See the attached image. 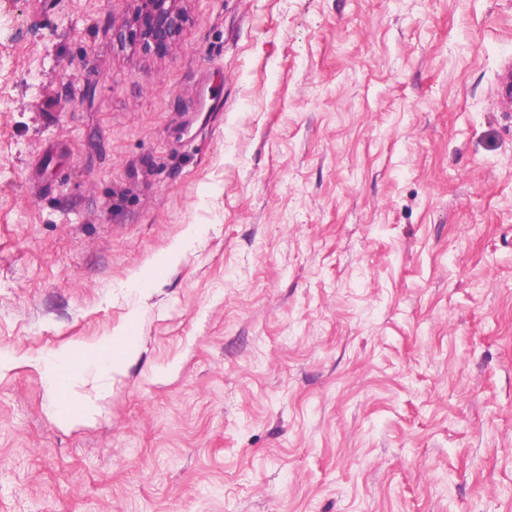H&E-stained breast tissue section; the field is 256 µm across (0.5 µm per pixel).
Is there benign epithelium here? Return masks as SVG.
I'll list each match as a JSON object with an SVG mask.
<instances>
[{"label": "benign epithelium", "mask_w": 512, "mask_h": 512, "mask_svg": "<svg viewBox=\"0 0 512 512\" xmlns=\"http://www.w3.org/2000/svg\"><path fill=\"white\" fill-rule=\"evenodd\" d=\"M135 24L131 36L148 51L171 48L180 35L184 17L177 7L179 0H137Z\"/></svg>", "instance_id": "7a95c632"}]
</instances>
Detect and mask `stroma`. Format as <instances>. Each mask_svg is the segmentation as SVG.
<instances>
[{
	"mask_svg": "<svg viewBox=\"0 0 512 512\" xmlns=\"http://www.w3.org/2000/svg\"><path fill=\"white\" fill-rule=\"evenodd\" d=\"M178 6L0 0V512H512V0ZM138 10L131 36L148 51H165L176 43L184 17L179 0H136ZM131 335L129 331H126L124 336H119L123 340V345L126 347L123 351L115 350V346L112 347L111 340L105 342L98 349L88 353L81 362H73L70 369L47 372L44 378L46 388L56 395L66 392L80 368L93 367L101 371L118 370L127 356L128 346L135 337Z\"/></svg>",
	"mask_w": 512,
	"mask_h": 512,
	"instance_id": "35a3bbf8",
	"label": "stroma"
}]
</instances>
